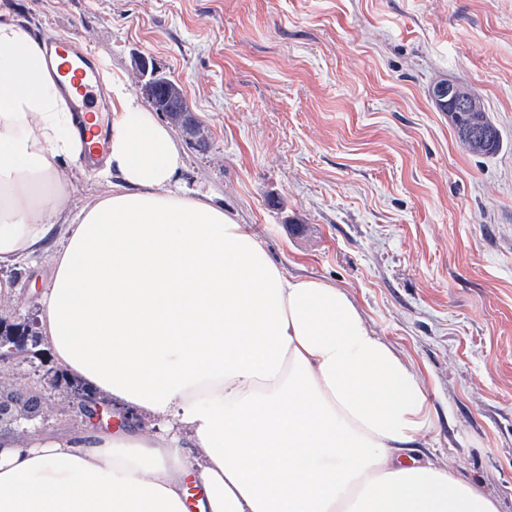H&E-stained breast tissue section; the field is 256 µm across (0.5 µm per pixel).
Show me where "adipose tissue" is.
<instances>
[{
	"mask_svg": "<svg viewBox=\"0 0 512 512\" xmlns=\"http://www.w3.org/2000/svg\"><path fill=\"white\" fill-rule=\"evenodd\" d=\"M106 85L112 190L48 250L58 167L89 144L43 45L0 19V267L49 254L39 330L55 368L146 421L0 438V512H188L190 480L199 512H498L417 459L426 389L348 293L287 276L180 182L170 129Z\"/></svg>",
	"mask_w": 512,
	"mask_h": 512,
	"instance_id": "obj_1",
	"label": "adipose tissue"
}]
</instances>
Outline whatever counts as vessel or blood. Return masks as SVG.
Segmentation results:
<instances>
[{
  "mask_svg": "<svg viewBox=\"0 0 512 512\" xmlns=\"http://www.w3.org/2000/svg\"><path fill=\"white\" fill-rule=\"evenodd\" d=\"M43 41L49 64L74 111L84 112L96 107L100 74L91 50L84 43L50 34L44 35Z\"/></svg>",
  "mask_w": 512,
  "mask_h": 512,
  "instance_id": "b4317fda",
  "label": "vessel or blood"
}]
</instances>
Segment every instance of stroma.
I'll use <instances>...</instances> for the list:
<instances>
[{"mask_svg": "<svg viewBox=\"0 0 512 512\" xmlns=\"http://www.w3.org/2000/svg\"><path fill=\"white\" fill-rule=\"evenodd\" d=\"M32 34L88 44L139 93L138 61L184 91L207 134L174 136L182 182L209 193L288 275L345 289L427 390L422 452L512 512V0H0ZM482 97L503 136L460 145L428 96L443 79ZM62 211L111 190L60 169ZM46 260L19 264L0 320L34 324ZM39 349L9 367L57 411Z\"/></svg>", "mask_w": 512, "mask_h": 512, "instance_id": "obj_1", "label": "stroma"}]
</instances>
